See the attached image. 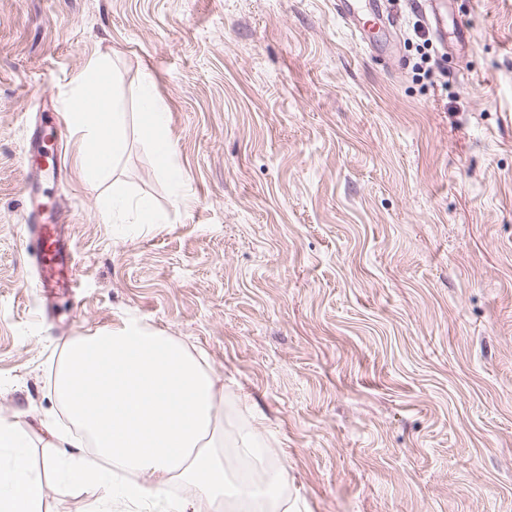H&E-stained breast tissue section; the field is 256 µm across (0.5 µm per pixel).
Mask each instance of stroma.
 Returning a JSON list of instances; mask_svg holds the SVG:
<instances>
[{"instance_id":"35a3bbf8","label":"stroma","mask_w":512,"mask_h":512,"mask_svg":"<svg viewBox=\"0 0 512 512\" xmlns=\"http://www.w3.org/2000/svg\"><path fill=\"white\" fill-rule=\"evenodd\" d=\"M389 7L397 45L373 52L334 0H0V419L33 468L42 426L69 429L66 344L134 317L203 353L225 410L272 441L291 512H512V0H451L469 44L431 81L419 13ZM99 54L126 146L90 176L58 134L45 200L69 211L79 286L48 315L20 160ZM110 195L160 223H113ZM46 501L92 508L63 476ZM142 109V122L158 139L160 162L161 166L165 168L168 166V159L172 155V146L169 140L164 136L167 114L163 111L161 106L149 96L144 99Z\"/></svg>"}]
</instances>
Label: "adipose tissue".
<instances>
[{
    "label": "adipose tissue",
    "instance_id": "adipose-tissue-1",
    "mask_svg": "<svg viewBox=\"0 0 512 512\" xmlns=\"http://www.w3.org/2000/svg\"><path fill=\"white\" fill-rule=\"evenodd\" d=\"M107 63L90 58L73 80L71 122L84 150L83 172L94 156L116 161L125 148L126 115L110 93ZM55 391L113 472L69 453L71 439L50 430L66 475L86 493L104 494L127 512H285L288 481L273 448L257 429L224 425V387L200 356L175 337L137 320L68 342ZM192 488L168 496L169 485ZM0 512H47L45 477L19 446L15 423L0 419Z\"/></svg>",
    "mask_w": 512,
    "mask_h": 512
}]
</instances>
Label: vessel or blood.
<instances>
[{
    "label": "vessel or blood",
    "instance_id": "1",
    "mask_svg": "<svg viewBox=\"0 0 512 512\" xmlns=\"http://www.w3.org/2000/svg\"><path fill=\"white\" fill-rule=\"evenodd\" d=\"M421 10L440 41L455 37L457 42L468 40V30L448 29L447 0H422ZM336 14L358 35H365L366 25L374 21L382 26H399L400 18L390 12L385 0H336ZM27 204L21 214L27 251L36 269V286L43 298L53 299L61 292L78 286L76 258L64 237V226L69 220L67 210L46 209L37 196L36 186L26 188Z\"/></svg>",
    "mask_w": 512,
    "mask_h": 512
}]
</instances>
